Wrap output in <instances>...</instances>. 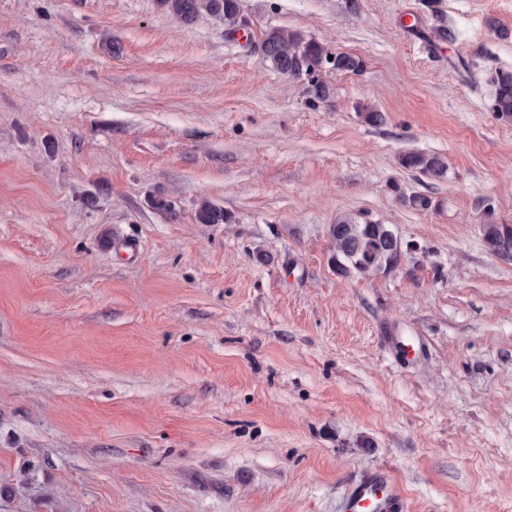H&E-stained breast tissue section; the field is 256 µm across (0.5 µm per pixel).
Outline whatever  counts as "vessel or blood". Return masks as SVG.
I'll use <instances>...</instances> for the list:
<instances>
[{"mask_svg": "<svg viewBox=\"0 0 512 512\" xmlns=\"http://www.w3.org/2000/svg\"><path fill=\"white\" fill-rule=\"evenodd\" d=\"M341 512H409V502L392 471L377 466L349 481Z\"/></svg>", "mask_w": 512, "mask_h": 512, "instance_id": "vessel-or-blood-1", "label": "vessel or blood"}]
</instances>
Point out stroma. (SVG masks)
Segmentation results:
<instances>
[{"label":"stroma","instance_id":"obj_1","mask_svg":"<svg viewBox=\"0 0 512 512\" xmlns=\"http://www.w3.org/2000/svg\"><path fill=\"white\" fill-rule=\"evenodd\" d=\"M241 9L228 37L158 0H0V512H340L382 465L411 512H512V261L482 241L512 225V0ZM270 26L364 68L310 99L253 51ZM346 217L400 264L340 272ZM492 112L505 119L512 118V72L498 71L494 80ZM401 163L406 168L418 170L434 179H443L447 169L439 154L413 152L403 156ZM482 230L485 247L491 254L497 257H499L497 255V251L502 240L508 238L512 242L511 224H495L493 222H489L488 224H483Z\"/></svg>","mask_w":512,"mask_h":512}]
</instances>
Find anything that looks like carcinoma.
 <instances>
[{"mask_svg": "<svg viewBox=\"0 0 512 512\" xmlns=\"http://www.w3.org/2000/svg\"><path fill=\"white\" fill-rule=\"evenodd\" d=\"M175 19L189 24L199 15L208 14L224 22L225 35H233L250 26L241 14L239 0H159ZM259 44L271 52L262 55V61L274 70L305 82L309 97L325 100L330 96L328 84L321 79L327 64L330 49L314 38L284 27H269L262 33ZM492 111L498 116L512 118V72L496 73ZM404 167L418 170L434 179L446 174V163L442 156L421 152L409 153L401 159ZM200 224H224L228 217L224 209L203 199L196 212ZM483 242L487 250L495 255L503 239L512 240L511 224L490 222L482 226ZM390 233L384 224H360L354 220H342L330 228L333 250L336 257L357 268L361 275H372L387 270L393 265L395 255L379 246L381 238Z\"/></svg>", "mask_w": 512, "mask_h": 512, "instance_id": "cac0c4a2", "label": "carcinoma"}]
</instances>
